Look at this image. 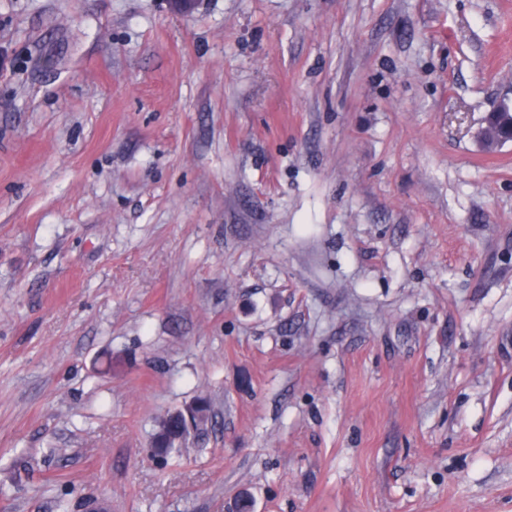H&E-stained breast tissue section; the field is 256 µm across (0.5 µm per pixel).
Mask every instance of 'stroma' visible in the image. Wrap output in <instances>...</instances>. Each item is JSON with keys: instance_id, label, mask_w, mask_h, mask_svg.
<instances>
[{"instance_id": "35a3bbf8", "label": "stroma", "mask_w": 512, "mask_h": 512, "mask_svg": "<svg viewBox=\"0 0 512 512\" xmlns=\"http://www.w3.org/2000/svg\"><path fill=\"white\" fill-rule=\"evenodd\" d=\"M510 100L512 0H0V512H512ZM494 112H508L503 113L500 116H490L489 121L488 117L486 119V126L481 129L479 132V136L481 140L488 144L490 142V125L492 126V129L495 131V135L497 138H503L504 141L511 140V129H509V125L507 122H504L506 119H510V127H511V120H512V112H511V103H501L497 109ZM511 112V114H510ZM209 424H212V409L204 397L168 412L155 421L152 436L154 454L164 458L174 451L179 452L191 437L203 436Z\"/></svg>"}]
</instances>
